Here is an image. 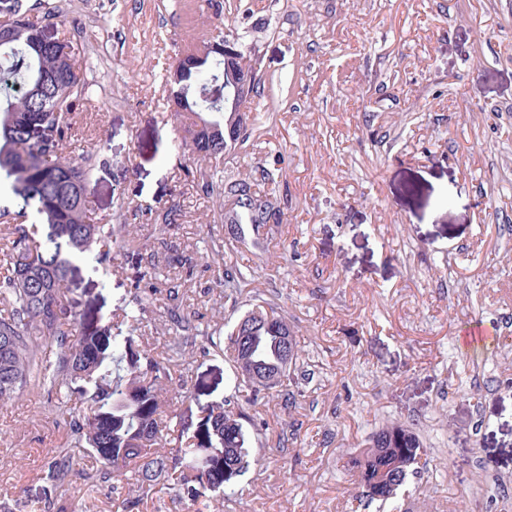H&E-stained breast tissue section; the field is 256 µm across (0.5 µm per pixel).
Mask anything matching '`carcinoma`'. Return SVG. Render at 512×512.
I'll return each mask as SVG.
<instances>
[{"instance_id":"carcinoma-1","label":"carcinoma","mask_w":512,"mask_h":512,"mask_svg":"<svg viewBox=\"0 0 512 512\" xmlns=\"http://www.w3.org/2000/svg\"><path fill=\"white\" fill-rule=\"evenodd\" d=\"M225 39L216 35L192 49L173 67L174 85L190 98L180 103L191 112L200 97H209L221 80L211 77L213 61ZM0 223L8 229L0 244V402L14 398L33 382L57 395L54 408L64 412L74 394L86 409L70 417L74 447L82 448L105 475L131 474L142 488L180 470L179 494L196 500L208 491L226 487L250 466V431L263 422L244 410L218 407L205 420L194 443L168 440L172 414L166 412L165 393L172 381L170 358L144 345L134 347L133 336L145 321L146 306L140 284L158 281L153 256L129 250L128 224L116 212V223L96 224L88 216L85 184L96 166L105 162L95 152L73 146V128L79 107L90 95V84L80 74L77 48L70 40H47L45 27L13 0L6 30L0 32ZM255 117H247L234 145L224 147V119L210 114L185 127L182 148L189 167L185 177L200 191L237 205L224 212V224L240 238L242 225L264 235V209H276L279 163L259 169L258 176L214 182L204 168L212 158L243 150L251 138ZM141 223L157 224L168 232L183 220L177 196L164 209H146ZM104 248L94 251V246ZM128 251L134 292L122 319L103 324L89 312L64 302L65 288L76 264L93 261L102 268L112 262V249ZM206 258L224 267V296L242 293L250 285L241 269L224 258V246L213 244ZM260 310L261 318L247 335L232 326L194 325L190 317L168 313L175 331L196 332L207 341L222 336L232 350L237 380L253 393L280 399L285 410L297 406V394L288 380L304 366L294 332L285 316L267 302L255 303L245 315ZM288 329L291 346L278 340ZM44 338L43 352L32 337ZM266 373L276 382L257 386L251 372ZM419 435L399 422L382 425L370 436L368 450L352 459L366 496L386 505L393 499L422 455ZM74 457L63 448L49 462L47 477L64 483L74 472Z\"/></svg>"}]
</instances>
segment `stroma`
I'll return each instance as SVG.
<instances>
[{
  "label": "stroma",
  "instance_id": "35a3bbf8",
  "mask_svg": "<svg viewBox=\"0 0 512 512\" xmlns=\"http://www.w3.org/2000/svg\"><path fill=\"white\" fill-rule=\"evenodd\" d=\"M51 9L50 36L91 53L102 91L77 114L78 146L101 153L85 194L95 221L125 205L133 246L178 285L194 322L232 321L250 295L274 301L307 377L298 404L246 405L223 339L183 340L192 392L171 386L174 429L247 406L254 464L225 491L178 499L172 478L138 489L102 476L83 449L64 485L46 477L69 430L46 390L0 404V506L44 512H512V0H27ZM229 19L264 87L253 147L211 160L239 178L281 158V223L226 261L257 270L237 299L204 260L224 236V201L181 179L175 148L191 114L173 112L166 76L180 50ZM178 196L164 233L135 209ZM193 256L192 268L169 263ZM123 253L79 264L67 300L117 321L129 297ZM394 420L424 452L386 507L347 467Z\"/></svg>",
  "mask_w": 512,
  "mask_h": 512
}]
</instances>
